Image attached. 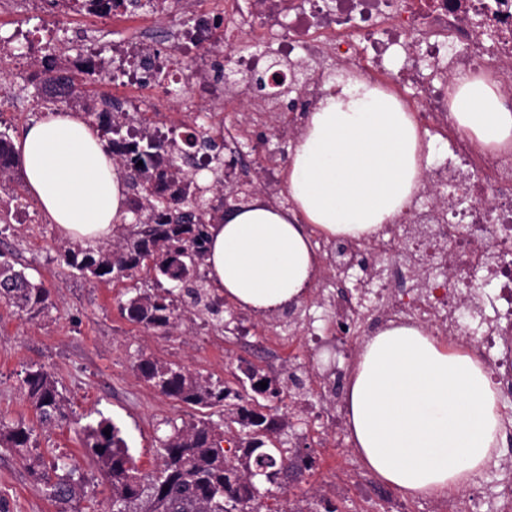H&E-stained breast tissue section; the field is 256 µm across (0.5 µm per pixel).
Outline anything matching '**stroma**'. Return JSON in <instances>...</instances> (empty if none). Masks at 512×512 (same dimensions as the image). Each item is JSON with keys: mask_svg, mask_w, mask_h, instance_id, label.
Here are the masks:
<instances>
[{"mask_svg": "<svg viewBox=\"0 0 512 512\" xmlns=\"http://www.w3.org/2000/svg\"><path fill=\"white\" fill-rule=\"evenodd\" d=\"M54 14L47 0H13L8 9L0 11V39L9 38L22 26L31 41L40 42ZM131 26L128 19L95 17L87 29L73 27L62 34L56 51L73 56L80 52L83 40L107 42ZM96 89L101 95L120 98H134L148 91L165 110L170 127L182 125L176 111L182 86L151 83L141 89L117 86L108 80L97 84ZM19 195L26 199L27 221L0 223V241L8 247V259L49 290L53 307L48 314L32 318L0 303V420H21L34 426L36 450L45 460L68 456L82 464L87 493L77 502V512H107L110 497L105 475L87 463L77 423L111 418L120 427L137 467L150 472L160 461L168 425L188 423L202 415L201 409L162 395L139 378L135 364L140 358L176 363L227 382L244 360L284 380L289 365L307 364L311 356L305 334L310 326L323 337L324 347H341L347 365H354L358 358V340L341 345L336 342L324 303L336 285L324 274L314 280L305 301L292 310L263 316L225 304V315L248 328L245 336L217 330L210 318L197 315L184 301L179 304L181 318L168 334L130 322L122 315L120 303L135 291L156 289L153 271L145 267L134 278L110 282L82 276L63 263L60 247L64 238L30 196L25 171L20 167L11 181L0 185V207H13ZM37 367L58 380L73 423L38 427L23 388L27 372ZM303 386V401H280L291 422L284 439L289 447L312 456L313 464L302 481L266 494L262 499L264 512H320L327 502L336 512H382L389 500L399 497L398 491L367 474L347 429L327 419L316 368L309 367ZM0 512H57L21 461L1 448Z\"/></svg>", "mask_w": 512, "mask_h": 512, "instance_id": "obj_1", "label": "stroma"}]
</instances>
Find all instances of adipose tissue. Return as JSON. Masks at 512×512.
<instances>
[{
    "instance_id": "1",
    "label": "adipose tissue",
    "mask_w": 512,
    "mask_h": 512,
    "mask_svg": "<svg viewBox=\"0 0 512 512\" xmlns=\"http://www.w3.org/2000/svg\"><path fill=\"white\" fill-rule=\"evenodd\" d=\"M448 110L480 151L512 153V108L495 79L456 70ZM27 185L61 234L109 238L126 214V187L96 128L75 112L30 125L16 144ZM428 157L405 106L364 79L338 77L296 138L284 173L289 206L255 201L209 227L210 283L257 313L300 304L319 272L313 233L369 240L412 206ZM353 448L379 479L412 498L467 487L498 447L497 399L470 354L415 324L365 340L349 377Z\"/></svg>"
}]
</instances>
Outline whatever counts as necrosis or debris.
<instances>
[{"mask_svg": "<svg viewBox=\"0 0 512 512\" xmlns=\"http://www.w3.org/2000/svg\"><path fill=\"white\" fill-rule=\"evenodd\" d=\"M180 16L167 8L134 37L112 46L116 56L134 60V74H158L183 81L176 56L184 45L205 54L196 71V89L182 101L193 113L244 102L242 85L224 92L218 63L258 68L257 55L236 47L249 33L265 51L294 65L295 55L322 57L330 51L340 70L357 71L369 81L404 94L420 95L418 123L433 133H450L448 99L436 84L433 68L452 59L457 67H487L512 76V0H185ZM223 38H214L216 21ZM403 50L406 78L384 65ZM455 161L448 166L439 208L448 220L431 224L418 213L411 224H388L371 241L327 240L319 251L337 285L355 277L370 304L352 302L345 293L329 298L336 326L354 336L365 318L414 320L466 343L491 371L512 420V156L479 154L462 136L451 143ZM483 272L485 285L468 284L463 274Z\"/></svg>", "mask_w": 512, "mask_h": 512, "instance_id": "necrosis-or-debris-1", "label": "necrosis or debris"}]
</instances>
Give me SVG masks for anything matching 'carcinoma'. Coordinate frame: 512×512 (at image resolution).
<instances>
[{
    "mask_svg": "<svg viewBox=\"0 0 512 512\" xmlns=\"http://www.w3.org/2000/svg\"><path fill=\"white\" fill-rule=\"evenodd\" d=\"M70 65L69 102L94 120L107 147L114 149L123 140L121 127L112 121L114 113L98 111L104 97L91 89L106 80L108 73L93 70L85 61ZM177 141L179 150L168 157L167 166L189 178L181 197L168 195L164 174L150 176L164 149L161 142L144 138L133 148L134 158L123 173L132 189L128 212L134 224L115 225L113 240L86 246L72 243L61 252L67 266L100 282L130 279L146 262H152L157 280L170 287L139 291L121 303L120 309L129 321L164 335L180 320L176 289L190 298L196 312L224 325V302L214 298L204 270L207 226L224 221V205H211L208 189L197 183V174L190 170L196 155L211 147V139L207 131L186 126ZM0 302L30 317L52 307L49 291L7 260L0 261ZM135 369L167 397L199 409L223 408L224 423L203 417L171 425L170 434L161 440V461L150 473L135 465L121 429L110 419L103 417L94 425L81 427L91 449L90 463L105 473L112 485L108 512H260V498L270 492L262 489L263 484L284 488L288 470L300 464L311 467L312 457L302 455L301 449L275 445L288 423L279 407L269 405L281 395L280 382L263 370L251 364L239 367V387L234 388L150 357L139 359ZM262 381L267 382L264 389ZM25 392L41 426L70 420L67 401L50 372L41 367L28 371ZM233 424L238 426L231 437L234 447L226 449L222 442ZM33 435L34 427L23 422L0 421V446L43 482V492L58 512H74V504L86 494L85 476L76 465L60 458L48 463L33 452Z\"/></svg>",
    "mask_w": 512,
    "mask_h": 512,
    "instance_id": "carcinoma-1",
    "label": "carcinoma"
}]
</instances>
